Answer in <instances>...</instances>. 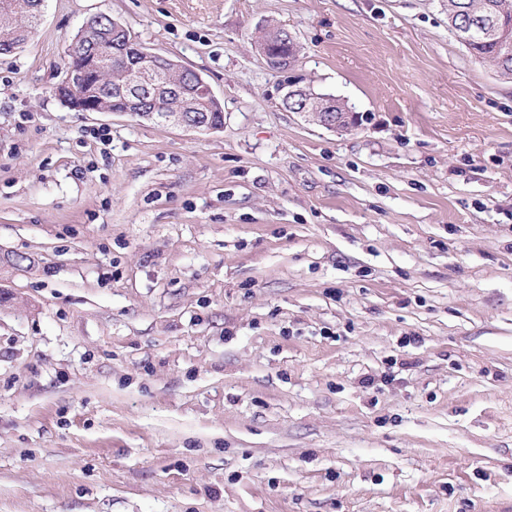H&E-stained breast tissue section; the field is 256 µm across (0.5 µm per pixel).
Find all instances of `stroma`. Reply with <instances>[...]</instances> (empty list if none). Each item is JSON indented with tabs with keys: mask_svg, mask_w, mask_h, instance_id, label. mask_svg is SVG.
Listing matches in <instances>:
<instances>
[{
	"mask_svg": "<svg viewBox=\"0 0 512 512\" xmlns=\"http://www.w3.org/2000/svg\"><path fill=\"white\" fill-rule=\"evenodd\" d=\"M99 13L223 128L63 104ZM0 290V512H512V82L446 0H45L0 56ZM285 37H287V34L282 31V29L274 28L273 30L267 31L261 38L265 43L270 42L266 50V63L273 70L279 69V59L287 54L288 57L292 58L293 62L296 61V46L294 47L289 40L285 41ZM288 57L280 59L281 69L288 70V67L291 66V60ZM282 90H284L282 95L283 103H285L288 106V101L294 100V103H299L300 107L295 109V112H298L303 117L310 119L311 116H314L320 124H322L324 127H327L329 129H336L340 130L343 129V124L345 121H349V117L351 116L352 112L347 110L344 111L345 107H348L347 104H345L342 101H339L336 97L332 95H311L305 88H301L299 85H296V83L290 82L285 84L282 87ZM297 98H299L301 101H298ZM312 103L314 108L318 110H327L331 111L332 106L334 103L336 105L339 102L341 103V107L338 109H335L334 112H316V109L314 111L310 110L309 103Z\"/></svg>",
	"mask_w": 512,
	"mask_h": 512,
	"instance_id": "35a3bbf8",
	"label": "stroma"
}]
</instances>
